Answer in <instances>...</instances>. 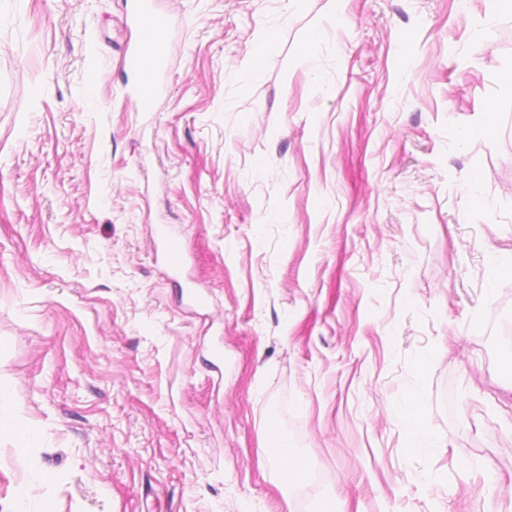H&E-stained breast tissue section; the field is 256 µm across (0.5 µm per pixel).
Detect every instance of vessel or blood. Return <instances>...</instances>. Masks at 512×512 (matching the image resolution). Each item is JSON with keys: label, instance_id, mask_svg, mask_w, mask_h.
I'll use <instances>...</instances> for the list:
<instances>
[{"label": "vessel or blood", "instance_id": "obj_1", "mask_svg": "<svg viewBox=\"0 0 512 512\" xmlns=\"http://www.w3.org/2000/svg\"><path fill=\"white\" fill-rule=\"evenodd\" d=\"M133 22L140 32V37L130 49L126 50L123 63L138 77L133 88L137 108L149 112L155 106L156 84L164 65L156 38L164 34L165 21L144 8L134 15ZM159 241L166 267L174 273L182 272L188 257V251L182 239L172 238L163 233L160 234Z\"/></svg>", "mask_w": 512, "mask_h": 512}]
</instances>
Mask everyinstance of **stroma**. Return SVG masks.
<instances>
[{"label":"stroma","instance_id":"35a3bbf8","mask_svg":"<svg viewBox=\"0 0 512 512\" xmlns=\"http://www.w3.org/2000/svg\"><path fill=\"white\" fill-rule=\"evenodd\" d=\"M135 2L0 0V512H512V15ZM132 21L140 31V37L126 50L123 63L138 76L133 88L135 105L143 112H151L155 106L158 75L164 65L162 52L151 35L165 34V21L146 5L133 16ZM158 238L166 267L173 273H182L188 257V251L182 239L169 237L163 232L158 233ZM403 422L407 450L410 454L417 455L421 448L426 447L428 436L423 433L420 427L419 407L415 399H410L406 403ZM271 448H275L277 458L282 465V477L288 484L303 483L310 475V465L297 456L288 443L277 433L268 437Z\"/></svg>","mask_w":512,"mask_h":512}]
</instances>
